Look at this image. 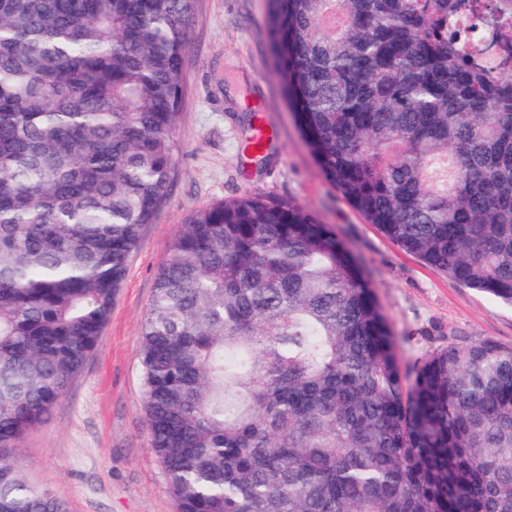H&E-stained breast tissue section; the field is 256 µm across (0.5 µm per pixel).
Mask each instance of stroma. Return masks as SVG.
Returning <instances> with one entry per match:
<instances>
[{
  "instance_id": "1",
  "label": "stroma",
  "mask_w": 512,
  "mask_h": 512,
  "mask_svg": "<svg viewBox=\"0 0 512 512\" xmlns=\"http://www.w3.org/2000/svg\"><path fill=\"white\" fill-rule=\"evenodd\" d=\"M264 16L265 0L196 2L166 196L142 228L99 346L22 443L25 475L67 512L176 510L150 447L138 351L157 269L193 210L248 191L314 212L358 259L404 362L451 339L512 346V307L405 253L325 178L286 102ZM256 111L274 139L252 157L243 142Z\"/></svg>"
}]
</instances>
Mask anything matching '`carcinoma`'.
I'll return each mask as SVG.
<instances>
[{
    "label": "carcinoma",
    "instance_id": "carcinoma-1",
    "mask_svg": "<svg viewBox=\"0 0 512 512\" xmlns=\"http://www.w3.org/2000/svg\"><path fill=\"white\" fill-rule=\"evenodd\" d=\"M463 0H266L328 181L405 252L512 307V74ZM196 0H0V512H66L16 464L97 349L173 164ZM176 512H512V346L402 367L371 284L296 201L189 213L142 320ZM504 1L509 5L501 7L494 16L470 7L451 19L453 28L465 36L468 45L479 53L483 64L497 74L504 69V51L496 42L495 35L502 28L512 26V4L510 0Z\"/></svg>",
    "mask_w": 512,
    "mask_h": 512
}]
</instances>
